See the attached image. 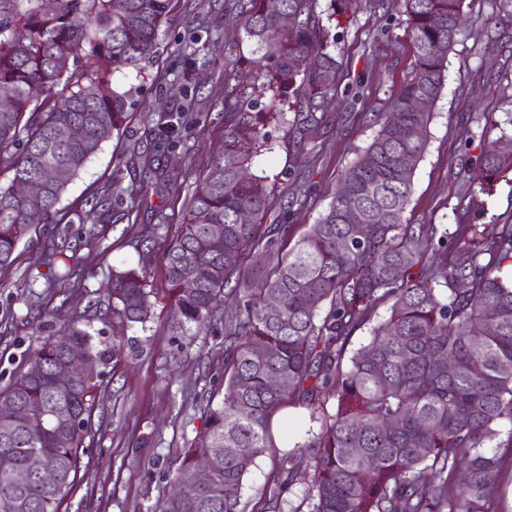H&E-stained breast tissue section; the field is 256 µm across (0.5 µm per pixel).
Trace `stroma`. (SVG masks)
<instances>
[{
    "mask_svg": "<svg viewBox=\"0 0 512 512\" xmlns=\"http://www.w3.org/2000/svg\"><path fill=\"white\" fill-rule=\"evenodd\" d=\"M497 0H472L448 55L445 85L427 127V150L414 177L405 213L411 224H512V182L492 196H473L464 168L488 141L490 124H512V21L493 25ZM208 35L213 50L200 54L195 86L184 90L180 72L195 52L192 34ZM348 66L339 80L332 119L315 134V163L302 167L288 146V127L269 125L268 145L254 171L277 178V199L291 207L288 243H295L330 203L344 171L371 142L373 113L390 110L393 94L411 70L412 44L397 7L380 16L365 10L340 44ZM253 45L235 27L231 0H173L158 51L144 70H118L113 86L131 91L133 105L119 136L103 144L68 187L60 209L85 207L105 190L122 196L101 224L72 222L68 229L35 225L19 243L12 263L0 269V389L24 366L46 323L80 319L104 345L121 335L126 358L102 367L98 402L91 414L77 478L62 512H153L171 486L168 475L182 448L203 429L207 402L224 395V329L182 328L167 296L165 254L179 230L185 206L209 158L224 144V95L234 59H249ZM198 112L176 148L151 168L134 152L151 150L148 110ZM81 264L70 281L51 284L42 260ZM145 267L152 293L146 323L122 325L105 288L113 270ZM286 448L257 459L244 480L243 500L257 508Z\"/></svg>",
    "mask_w": 512,
    "mask_h": 512,
    "instance_id": "35a3bbf8",
    "label": "stroma"
}]
</instances>
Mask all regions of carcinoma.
Here are the masks:
<instances>
[{
	"label": "carcinoma",
	"instance_id": "1",
	"mask_svg": "<svg viewBox=\"0 0 512 512\" xmlns=\"http://www.w3.org/2000/svg\"><path fill=\"white\" fill-rule=\"evenodd\" d=\"M472 0H398L412 42L413 67L391 100L399 121L378 119L371 143L346 170L326 210L294 246L285 248V213H274L276 186L252 172L267 143L266 125L289 126L288 144L303 163L311 130L329 119L343 68L336 54L363 6L378 0H235L237 23L255 47L254 99H230L224 150L212 157L187 204L165 262L170 309L178 323L205 329L224 324V400L208 406L197 441L171 475L189 478L195 460L233 448L224 467L183 496H166L155 512H245L242 489L256 460L276 447L274 419L293 404L311 410L319 430L301 446L312 475L303 505L292 512H508L512 484V224H409L404 214L423 160L434 105L444 88L448 53L463 34ZM171 0H0V268L12 262L35 224L55 222L68 185L113 136L132 105L112 85L115 71L142 69L153 58ZM291 22L285 24L282 17ZM197 53L186 56L182 81L191 87ZM293 119H286V113ZM183 112L153 120L154 151L176 143ZM65 126L82 136H60ZM60 175L36 195L18 182L45 167ZM477 192L492 195L512 172V133L503 130L472 162ZM112 194L79 221L103 217ZM246 212L249 220L238 222ZM276 224L263 227L269 217ZM224 225L219 239L209 225ZM191 277L198 287L182 288ZM231 287L237 316L225 320L222 294ZM112 313L123 324L150 316L143 270L112 272ZM388 305L387 315L376 318ZM365 344L350 348L356 331ZM122 342L101 348L77 324L43 337L27 369L0 391V402L32 404L45 426L23 419L0 428V512H61L73 486L98 380L67 390L52 379L72 355L118 363ZM39 363L43 372L30 375ZM288 377V386L275 381ZM323 396L331 408L316 401ZM79 417L61 437L56 418ZM509 423L511 428L503 430ZM39 456L62 474L46 487L31 473ZM297 478L294 455L280 462L258 512H284L283 492Z\"/></svg>",
	"mask_w": 512,
	"mask_h": 512
}]
</instances>
